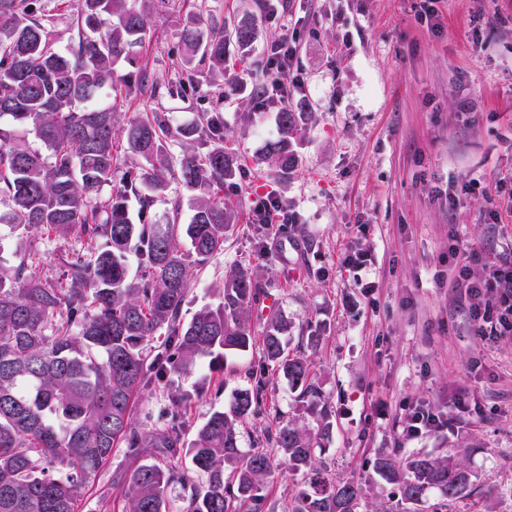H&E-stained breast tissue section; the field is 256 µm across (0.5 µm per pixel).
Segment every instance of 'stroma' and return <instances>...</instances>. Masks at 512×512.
<instances>
[{"instance_id": "1", "label": "stroma", "mask_w": 512, "mask_h": 512, "mask_svg": "<svg viewBox=\"0 0 512 512\" xmlns=\"http://www.w3.org/2000/svg\"><path fill=\"white\" fill-rule=\"evenodd\" d=\"M260 0H149L152 37L119 74L184 78L178 32L188 17L233 26L257 19L249 49L224 44V76L197 64L186 96L131 94L115 123L162 112L172 126L201 113L224 116V146L236 171L224 201L237 221L224 250L198 268L182 307L191 321L217 304L231 269L251 268L263 295L259 308L291 326L322 328L307 349L333 433L316 453L318 468L363 488L362 512H399L400 494L373 471L381 454L442 455L462 446L473 475L471 497L448 506L429 494L416 512H512V335L473 329L460 270L478 277L486 260L512 254V0H283L263 15ZM39 15L58 49L77 34L74 0H42ZM294 37L288 103L305 119L292 173L261 162L278 136L279 103L260 105L256 74L272 39ZM275 193L297 217L277 238L254 224L251 201ZM195 194L172 184L133 223L163 224L172 211L188 223ZM86 241L41 229L0 224V269L32 258L42 280L61 281L65 261L88 253ZM363 254L358 269L350 256ZM266 381V396L240 426L249 453L266 432L296 418L298 389L262 367L260 345L228 350L220 363L203 358L160 391L137 392V427L152 429L172 398L186 394L187 437L235 393ZM447 420L417 439L405 429L417 410ZM264 493L267 512H286L305 477L280 453ZM138 465L117 448L89 479L77 512H122L117 475Z\"/></svg>"}]
</instances>
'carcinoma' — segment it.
Instances as JSON below:
<instances>
[{
    "mask_svg": "<svg viewBox=\"0 0 512 512\" xmlns=\"http://www.w3.org/2000/svg\"><path fill=\"white\" fill-rule=\"evenodd\" d=\"M36 0H0V117L34 130L47 154L0 130V196L9 208L1 224L26 230L48 228L58 236L96 246L92 258L76 254L68 262L66 284L42 281L23 260L9 274L0 272V512H74L86 480L107 462L115 448L132 458L161 456L139 465L124 478L123 512H168V492L181 486L186 512H263V489L272 470L265 448L248 454L238 446V425L260 406L265 383L237 391L226 411L211 415L184 443L190 399L171 401L164 423L153 430L136 427V391L161 390L172 374L190 370L197 360L216 361L226 350L254 343L250 315L261 288L247 268L224 280L222 297L203 307L190 322L181 308L194 271L224 248L235 212L220 190L235 174L224 148V117L205 112L194 124L172 130L159 112L130 118L122 130L125 150L142 159L138 171L114 181V112L107 98L141 90L147 77L132 81L116 63L131 57L150 34L146 0H76L78 41L66 51L53 47L52 31L36 15ZM256 35L255 22L234 24L243 49ZM224 27H207L199 18L179 32L182 69L195 62L224 75ZM302 113H278L279 134L267 144L263 161L281 173L294 168ZM205 141L207 152H186L174 163L168 139ZM179 181L201 192L190 222L135 224L127 198L139 197L142 211ZM111 194L102 196L103 187ZM190 248L180 251L179 239ZM138 259L130 273L127 254ZM288 322L266 319L262 358L300 389L303 424L288 423L265 437L295 472H313L308 489L288 512H359L361 488L336 481L314 468V448L330 439L332 411L322 402L311 362L290 352L283 337ZM187 449L207 483L194 484L180 469ZM466 449L441 456L413 454L375 458L374 471L399 486L403 512L439 492L452 504L473 495ZM66 464L65 480L49 473ZM233 479L224 481V466Z\"/></svg>",
    "mask_w": 512,
    "mask_h": 512,
    "instance_id": "1",
    "label": "carcinoma"
}]
</instances>
